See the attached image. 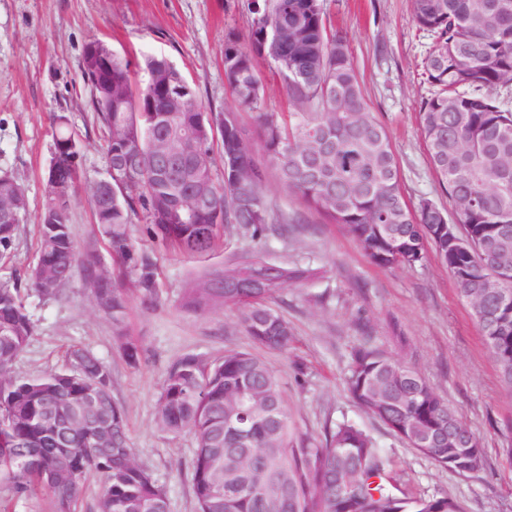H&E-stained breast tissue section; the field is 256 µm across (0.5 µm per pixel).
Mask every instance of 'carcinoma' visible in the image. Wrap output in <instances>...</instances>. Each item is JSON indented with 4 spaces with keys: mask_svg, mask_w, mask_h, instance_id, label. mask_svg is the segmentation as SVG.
I'll return each mask as SVG.
<instances>
[{
    "mask_svg": "<svg viewBox=\"0 0 512 512\" xmlns=\"http://www.w3.org/2000/svg\"><path fill=\"white\" fill-rule=\"evenodd\" d=\"M502 0H412L416 25L434 34L423 61L434 87L419 110L429 163L452 205L457 224L471 239L497 226H512V109L499 90L512 87V10ZM248 3L254 22L244 37L224 46V77L234 103L226 111L257 112L266 162L280 184L342 225L374 264L414 267L432 248L469 303L494 307L490 297L460 272H474L472 256L448 248L438 231L448 211L432 201L411 208L405 200L398 162L386 126L364 97L345 36L327 29L321 0H258ZM274 64L296 111L283 116L261 111L266 88L256 63ZM83 77L93 91L106 152L122 151L135 162L131 178L112 182V205L90 202L95 224L110 251L134 261L143 295L152 297L156 266L134 257L128 224L142 213L147 232L178 252L203 259L228 224L254 240L274 224H286L264 194L265 172L247 153L235 158L258 172L247 191L229 171L218 182L217 169L241 132L224 117L216 128L201 124V113L179 112L191 101L203 107L196 87L178 102L158 88L134 94L129 63L112 57L106 68L85 58ZM152 134H172L191 156L160 172L152 164ZM71 134L67 118L56 116L53 149ZM188 191L211 198L213 208L184 220L181 199ZM19 221H0V260L15 250ZM40 245L25 282L0 284V482L17 496L46 492L56 512H75L85 496L87 475L103 479L97 512H168L165 488L141 465L130 443L124 413L113 400L108 367L75 345L66 365L24 377L14 365L35 333L24 304L33 290L55 297L79 263L69 210L47 199L39 216ZM84 269L95 297H112L104 308L122 336L126 309L123 289L96 265ZM187 289L184 306L203 311L215 303L239 312L254 343L284 351L293 329L269 306L283 287L309 277V271L268 261L261 250L236 253L224 266L203 274ZM504 385L512 390V320L496 340H486ZM351 397L409 447L436 466L464 474L465 462L448 445V427L464 425L411 367L371 347L354 350L346 379ZM239 430L225 427L227 420ZM159 428L195 437L193 488L198 512H462L448 497L401 498L394 492L392 460L354 423L343 421L322 441L297 431L274 369L249 351L230 350L205 366L187 356L168 371L157 400ZM345 474L349 491L340 498L331 476Z\"/></svg>",
    "mask_w": 512,
    "mask_h": 512,
    "instance_id": "cac0c4a2",
    "label": "carcinoma"
}]
</instances>
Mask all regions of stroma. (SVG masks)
Wrapping results in <instances>:
<instances>
[{
	"label": "stroma",
	"mask_w": 512,
	"mask_h": 512,
	"mask_svg": "<svg viewBox=\"0 0 512 512\" xmlns=\"http://www.w3.org/2000/svg\"><path fill=\"white\" fill-rule=\"evenodd\" d=\"M325 16L346 36L365 98L387 127L410 206L425 199L447 206L429 161L419 124L421 102L433 88L422 62L434 36L415 25L411 0H322ZM246 0H0V173L12 174L28 202L10 263L0 283L31 266L38 249V218L46 204L45 178L56 115H65L82 146L81 177L70 206V229L81 256H91L128 294L125 339L99 307L83 267L61 296L29 295L35 324L16 373L38 376L61 368L74 345L110 369L114 401L124 412L139 462L167 489L169 512H198L193 491L194 437L170 434L156 422L157 399L170 367L186 356L210 364L233 349L256 351L276 370L299 432L324 440L337 422L363 428L392 460V482L409 497L447 496L463 512H512V391L503 384L469 303L436 252L415 267L373 264L343 226L283 188L267 170L265 193L294 223L261 241L228 226L201 260L163 247L133 216L135 254L156 265L152 303L138 293L130 264L113 257L88 203L91 185L106 174L105 139L83 78L88 43L101 42L130 63L132 84L144 86V60L166 58L192 81L206 111L232 103L224 79L228 35L248 33ZM261 248L265 258L315 270L288 284L272 307L288 319V351L255 347L235 309L215 305L194 312L183 294L206 267L232 252ZM139 350L137 364L125 342ZM369 346L415 369L477 437L484 465L473 476L437 467L408 447L350 396L346 377L353 351Z\"/></svg>",
	"instance_id": "35a3bbf8"
}]
</instances>
